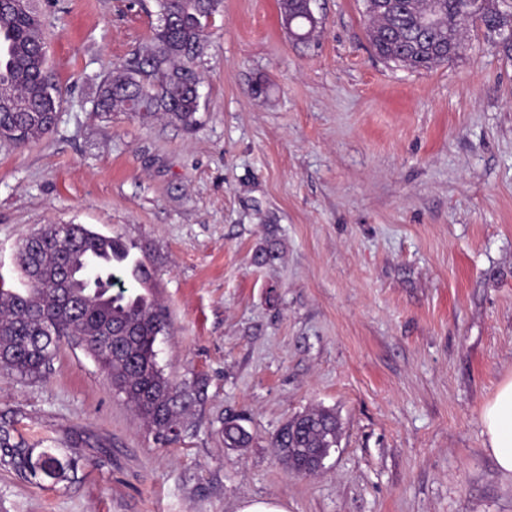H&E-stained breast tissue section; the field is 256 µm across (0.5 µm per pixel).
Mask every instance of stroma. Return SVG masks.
I'll use <instances>...</instances> for the list:
<instances>
[{
    "label": "stroma",
    "instance_id": "35a3bbf8",
    "mask_svg": "<svg viewBox=\"0 0 512 512\" xmlns=\"http://www.w3.org/2000/svg\"><path fill=\"white\" fill-rule=\"evenodd\" d=\"M36 6L62 106L40 141H0V276L24 289L17 249L49 224L122 237L153 272L165 376L203 391L169 441L69 339L43 379L0 370V418L81 455L58 484L0 470V512H512L480 422L512 375V58L474 28L411 71L375 56L362 0H311L306 41L279 0H223L196 125H143L93 106L155 0ZM314 406L338 444L289 473L271 438ZM231 416L250 447H225Z\"/></svg>",
    "mask_w": 512,
    "mask_h": 512
}]
</instances>
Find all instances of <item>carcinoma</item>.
I'll return each mask as SVG.
<instances>
[{"instance_id":"1","label":"carcinoma","mask_w":512,"mask_h":512,"mask_svg":"<svg viewBox=\"0 0 512 512\" xmlns=\"http://www.w3.org/2000/svg\"><path fill=\"white\" fill-rule=\"evenodd\" d=\"M156 6L158 25L149 43L101 80L95 111L127 112L143 124L165 120L189 127L199 111L194 86L201 83L213 12L208 0H156ZM364 8L375 54L408 70H428L463 54L470 26L512 56V41L502 40L512 30V0H392L387 8L374 3ZM280 10L292 34L315 32L305 0H280ZM430 17L438 28L427 32L422 25ZM0 86L31 108L12 112L11 98H0L1 141L25 145L53 130L61 97L49 74L35 0H10L0 9ZM70 236L65 242L56 225L42 228L37 245L24 242L16 254L25 290L0 281V369L40 378L61 338L74 336L141 419L161 436L179 435L182 415L195 406L198 391L176 385L158 365L156 343L166 320L154 298L128 292L116 275L126 245L83 224L71 225ZM240 421L239 416L224 421L225 447L246 448L252 442ZM339 429L335 413L314 408L289 419L271 445L289 472L309 474L336 446ZM11 431V425L0 423V468L31 482L33 449L14 440ZM38 458L57 481L73 464L71 456L50 448Z\"/></svg>"}]
</instances>
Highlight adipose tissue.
<instances>
[{"mask_svg":"<svg viewBox=\"0 0 512 512\" xmlns=\"http://www.w3.org/2000/svg\"><path fill=\"white\" fill-rule=\"evenodd\" d=\"M486 443L500 471L512 476V376L503 380L481 412Z\"/></svg>","mask_w":512,"mask_h":512,"instance_id":"obj_1","label":"adipose tissue"}]
</instances>
